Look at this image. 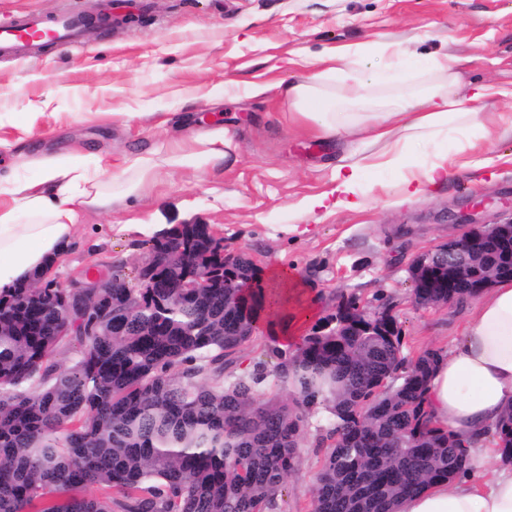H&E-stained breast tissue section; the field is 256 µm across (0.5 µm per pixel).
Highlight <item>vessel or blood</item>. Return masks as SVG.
Segmentation results:
<instances>
[{"label": "vessel or blood", "instance_id": "vessel-or-blood-1", "mask_svg": "<svg viewBox=\"0 0 512 512\" xmlns=\"http://www.w3.org/2000/svg\"><path fill=\"white\" fill-rule=\"evenodd\" d=\"M85 20L71 13H59L47 18L39 13H24L8 27L0 28V52L9 54H31L32 39L37 34H46L49 42L59 46L77 45Z\"/></svg>", "mask_w": 512, "mask_h": 512}]
</instances>
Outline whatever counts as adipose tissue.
<instances>
[{
  "label": "adipose tissue",
  "instance_id": "obj_1",
  "mask_svg": "<svg viewBox=\"0 0 512 512\" xmlns=\"http://www.w3.org/2000/svg\"><path fill=\"white\" fill-rule=\"evenodd\" d=\"M391 63L384 69L363 67L368 47L358 45L328 56L325 69L310 81L280 82V95L297 119L319 137L345 139L368 133L381 142L379 155H365L337 165L338 204H349L356 186L373 169L396 171L405 197L412 198L441 185L448 177L442 162L408 164L409 148L446 137L456 129L463 137L486 138L491 131L481 113L471 111L457 95L461 58L447 55L421 64L404 48H381ZM439 73L442 81L428 93L393 102L386 112H340L322 85L342 73L360 88L408 83L421 67ZM232 158V142L224 132L194 138L191 149H176L167 158L173 167H223ZM150 154H130L120 161L98 158L95 168L50 161L35 181L12 180L11 201L0 204V293L12 291L60 265L70 252L78 226L76 216L86 206L111 207L114 196L102 188L108 171L135 192L152 173ZM434 427L456 435L467 452L464 473L431 486L402 501L398 512H512V462L493 447L489 434L512 409V279L502 278L484 292L453 347L436 364L426 392Z\"/></svg>",
  "mask_w": 512,
  "mask_h": 512
}]
</instances>
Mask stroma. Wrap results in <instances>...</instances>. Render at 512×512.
<instances>
[{
	"label": "stroma",
	"instance_id": "obj_1",
	"mask_svg": "<svg viewBox=\"0 0 512 512\" xmlns=\"http://www.w3.org/2000/svg\"><path fill=\"white\" fill-rule=\"evenodd\" d=\"M62 9L113 20L73 48L0 55V139L25 141L21 154L0 162L33 180L49 158L88 165L105 153L152 151L159 182L112 209L79 212L74 246L53 273L61 285L103 264L133 278L148 256L141 222L206 224L225 253L250 254L260 279L279 267L295 280L271 318L301 321V336L354 298L390 309L406 357L451 349L472 300L417 306L409 270L418 256L466 232L449 213L478 202L484 222L512 217V96L486 112L492 138L467 141L452 130L447 144L411 149L412 163L447 155L448 180L433 194L403 200L396 175L382 170L357 188L365 209L311 211L306 200L331 191L339 159L363 146L322 140L290 122L277 83L319 71L321 57L355 43H398L423 61L447 53L467 59L460 95L485 83L512 93V0H136L130 22L112 0H0V26L24 11ZM256 84L267 87L258 97ZM220 128L236 146L230 168L165 165L171 139ZM268 349L259 333L230 368L238 375L264 362V399L278 392V360ZM327 425L321 410L302 421L280 512H312Z\"/></svg>",
	"mask_w": 512,
	"mask_h": 512
}]
</instances>
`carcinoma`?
<instances>
[{
    "label": "carcinoma",
    "mask_w": 512,
    "mask_h": 512,
    "mask_svg": "<svg viewBox=\"0 0 512 512\" xmlns=\"http://www.w3.org/2000/svg\"><path fill=\"white\" fill-rule=\"evenodd\" d=\"M206 224H179L151 245L153 266L108 274L64 316L66 289L37 283L0 294V512H277L295 469L306 413L323 409L331 441L313 512H396L400 500L457 476L463 456L430 426L425 391L441 353L404 365L401 332L373 314L328 318L280 359L283 400L257 396L262 363L232 380L226 358L276 305L243 254L220 255ZM210 265L208 286L178 283ZM433 265L504 271L503 249L433 255ZM235 287H224V275ZM464 284L416 288L421 306L470 296ZM75 350L67 367L55 356ZM387 389L375 391L381 382ZM512 460V413L496 428Z\"/></svg>",
    "instance_id": "1"
}]
</instances>
